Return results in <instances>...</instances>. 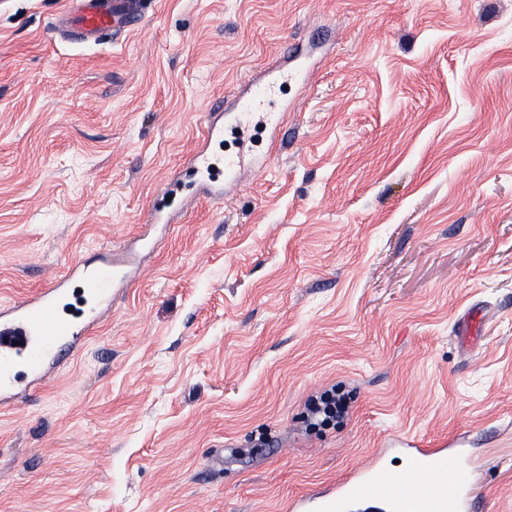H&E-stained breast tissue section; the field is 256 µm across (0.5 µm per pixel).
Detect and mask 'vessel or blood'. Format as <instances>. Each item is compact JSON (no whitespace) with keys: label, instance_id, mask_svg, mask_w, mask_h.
<instances>
[{"label":"vessel or blood","instance_id":"vessel-or-blood-1","mask_svg":"<svg viewBox=\"0 0 512 512\" xmlns=\"http://www.w3.org/2000/svg\"><path fill=\"white\" fill-rule=\"evenodd\" d=\"M144 17L140 0H71L59 15L57 29L66 39L84 44L98 43L104 35H117L138 27ZM305 70L286 65L266 69L248 81L245 92L232 106L216 103L207 114L203 144L195 149L189 164L208 170L197 183L198 192L222 201L237 186L239 171L253 158L246 145L222 162H214L211 149L230 133H245L254 120L276 129L285 111L268 110L272 96L288 83H302ZM128 265L108 259L89 266L71 265L65 274L34 295L0 307V401L25 398L39 389L62 351L78 349L118 285L129 284ZM410 467L398 473L380 463L360 471L357 480L321 494L290 503V512H345L350 501L384 504L392 512H468L465 495L467 471L448 463V451L431 447L421 437L402 440Z\"/></svg>","mask_w":512,"mask_h":512}]
</instances>
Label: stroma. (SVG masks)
<instances>
[{"instance_id":"stroma-1","label":"stroma","mask_w":512,"mask_h":512,"mask_svg":"<svg viewBox=\"0 0 512 512\" xmlns=\"http://www.w3.org/2000/svg\"><path fill=\"white\" fill-rule=\"evenodd\" d=\"M66 3L0 4V306L153 235L246 75L299 41L310 76L268 167L184 199L67 367L0 406V512H289L406 471L412 435L466 439L477 512H512V0H155L95 45L55 34ZM334 384L349 419L306 430Z\"/></svg>"}]
</instances>
